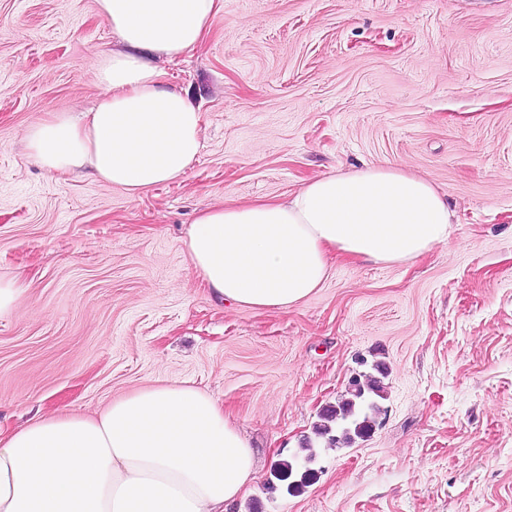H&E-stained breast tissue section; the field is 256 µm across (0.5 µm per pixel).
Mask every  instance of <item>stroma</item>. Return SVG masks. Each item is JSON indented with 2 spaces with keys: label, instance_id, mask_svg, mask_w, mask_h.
Here are the masks:
<instances>
[{
  "label": "stroma",
  "instance_id": "1",
  "mask_svg": "<svg viewBox=\"0 0 512 512\" xmlns=\"http://www.w3.org/2000/svg\"><path fill=\"white\" fill-rule=\"evenodd\" d=\"M112 32L94 0H0V428L92 416L188 381L255 452L229 512H512V0H224L203 47L159 60L203 148L130 198L39 168L26 130L85 112ZM366 165L429 177L456 214L411 265L336 261L285 312L216 303L183 239L209 208ZM385 367L382 412L268 494L351 375Z\"/></svg>",
  "mask_w": 512,
  "mask_h": 512
}]
</instances>
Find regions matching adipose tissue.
Masks as SVG:
<instances>
[{
    "instance_id": "ef3b65f1",
    "label": "adipose tissue",
    "mask_w": 512,
    "mask_h": 512,
    "mask_svg": "<svg viewBox=\"0 0 512 512\" xmlns=\"http://www.w3.org/2000/svg\"><path fill=\"white\" fill-rule=\"evenodd\" d=\"M115 45L97 60L102 97L30 127L24 148L55 174H89L130 198L186 175L202 115L157 59L200 46L224 0H95ZM454 222L426 177L366 166L282 199L200 212L185 239L220 303L284 312L321 288L331 261L406 264L447 244ZM223 405L186 382L153 383L97 415L60 413L0 432V512H226L254 477Z\"/></svg>"
}]
</instances>
